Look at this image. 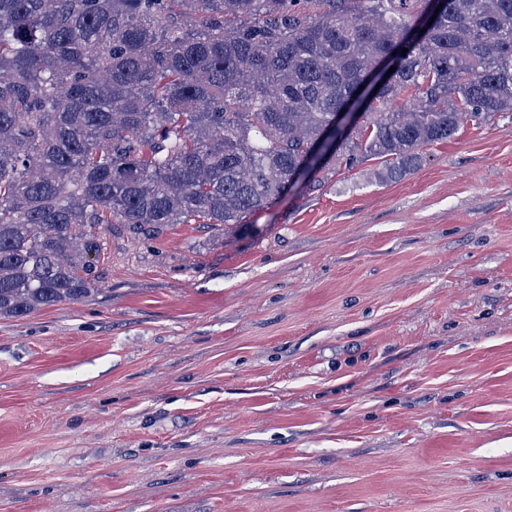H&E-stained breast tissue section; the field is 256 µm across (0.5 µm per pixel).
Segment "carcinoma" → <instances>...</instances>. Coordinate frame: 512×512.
Returning a JSON list of instances; mask_svg holds the SVG:
<instances>
[{
  "mask_svg": "<svg viewBox=\"0 0 512 512\" xmlns=\"http://www.w3.org/2000/svg\"><path fill=\"white\" fill-rule=\"evenodd\" d=\"M407 2L0 0V318L98 292L114 224L226 235L312 152L310 191L370 158L395 180L512 113V0Z\"/></svg>",
  "mask_w": 512,
  "mask_h": 512,
  "instance_id": "obj_1",
  "label": "carcinoma"
}]
</instances>
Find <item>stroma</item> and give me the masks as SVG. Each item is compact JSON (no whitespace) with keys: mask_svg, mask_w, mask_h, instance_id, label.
I'll return each instance as SVG.
<instances>
[{"mask_svg":"<svg viewBox=\"0 0 512 512\" xmlns=\"http://www.w3.org/2000/svg\"><path fill=\"white\" fill-rule=\"evenodd\" d=\"M381 169L0 319V512H512V114Z\"/></svg>","mask_w":512,"mask_h":512,"instance_id":"1","label":"stroma"}]
</instances>
